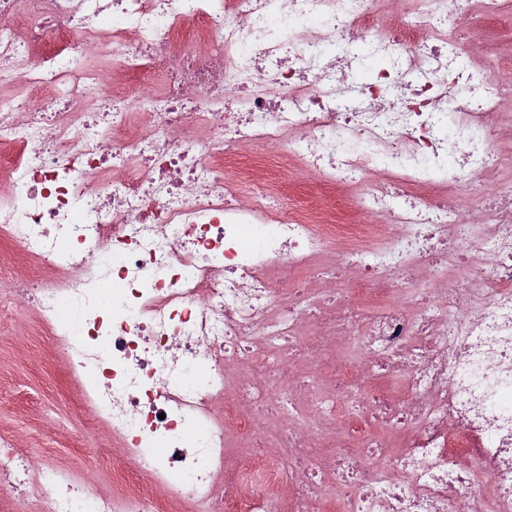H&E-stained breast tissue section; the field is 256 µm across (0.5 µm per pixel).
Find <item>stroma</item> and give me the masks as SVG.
<instances>
[{"mask_svg":"<svg viewBox=\"0 0 512 512\" xmlns=\"http://www.w3.org/2000/svg\"><path fill=\"white\" fill-rule=\"evenodd\" d=\"M493 44L512 76V28L487 25L474 30L467 48L481 59ZM64 362L49 355L38 321L29 314L0 320V433L15 436L19 447L43 466L68 469L77 480L122 489L131 473L112 466L111 453L87 446L79 426L90 415Z\"/></svg>","mask_w":512,"mask_h":512,"instance_id":"35a3bbf8","label":"stroma"}]
</instances>
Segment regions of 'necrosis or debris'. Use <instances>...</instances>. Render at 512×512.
Segmentation results:
<instances>
[{"instance_id":"obj_1","label":"necrosis or debris","mask_w":512,"mask_h":512,"mask_svg":"<svg viewBox=\"0 0 512 512\" xmlns=\"http://www.w3.org/2000/svg\"><path fill=\"white\" fill-rule=\"evenodd\" d=\"M464 2L0 0V90L43 97L0 107V237L36 267L0 289L134 466L111 495L0 435L16 500L512 512V80L459 38L512 0ZM284 167L385 223L280 205ZM358 53L365 58V65L355 73V78L359 82H373L377 72L381 69L388 68L389 63L385 62L383 57L386 54H372L370 50L360 47Z\"/></svg>"}]
</instances>
